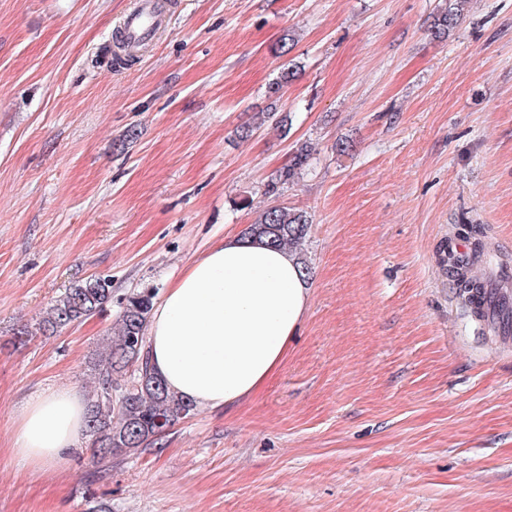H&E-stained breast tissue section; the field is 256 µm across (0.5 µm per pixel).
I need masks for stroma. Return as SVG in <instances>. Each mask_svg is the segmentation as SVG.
<instances>
[{
	"label": "stroma",
	"instance_id": "35a3bbf8",
	"mask_svg": "<svg viewBox=\"0 0 512 512\" xmlns=\"http://www.w3.org/2000/svg\"><path fill=\"white\" fill-rule=\"evenodd\" d=\"M134 2L0 0V342L112 281L106 313L0 350V512H512V337L440 259L469 221L512 271V0H469L443 40L445 0H173L120 67ZM272 106L288 136H236ZM270 207L312 219V294L265 386L133 453L94 463L84 437L66 467L19 465L17 416L89 393L123 299ZM310 151L311 150L308 149V145L306 144H302L299 148H297V150L293 153L288 168L276 174L275 177L271 178L267 184L268 192L276 193L281 187L293 180L307 164Z\"/></svg>",
	"mask_w": 512,
	"mask_h": 512
}]
</instances>
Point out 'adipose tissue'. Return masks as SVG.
Returning a JSON list of instances; mask_svg holds the SVG:
<instances>
[{
    "instance_id": "1",
    "label": "adipose tissue",
    "mask_w": 512,
    "mask_h": 512,
    "mask_svg": "<svg viewBox=\"0 0 512 512\" xmlns=\"http://www.w3.org/2000/svg\"><path fill=\"white\" fill-rule=\"evenodd\" d=\"M309 301L307 273L291 252L225 236L153 305L150 362L171 392L197 407L232 406L279 368ZM85 408L71 387L31 399L15 423L19 464H65L83 434Z\"/></svg>"
}]
</instances>
